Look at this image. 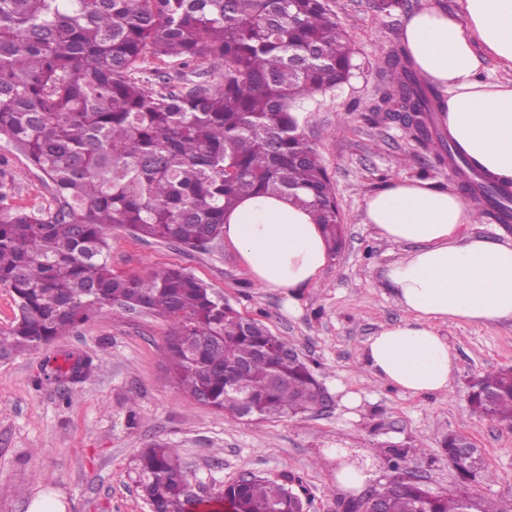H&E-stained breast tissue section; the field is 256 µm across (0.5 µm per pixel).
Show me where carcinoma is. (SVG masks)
Instances as JSON below:
<instances>
[{
	"label": "carcinoma",
	"instance_id": "obj_1",
	"mask_svg": "<svg viewBox=\"0 0 512 512\" xmlns=\"http://www.w3.org/2000/svg\"><path fill=\"white\" fill-rule=\"evenodd\" d=\"M219 72L202 84L157 90L136 73L147 58ZM345 26L324 0H0V138L51 183L55 212H12L0 193V287L19 311L0 332V359L50 344L118 305L170 322L164 350L191 399L262 419L316 409L307 363L278 353L281 339L241 316L177 267L147 276L112 270L109 231L199 249L224 237V215L245 197L286 195L312 211L328 248L342 244L335 188L299 132L294 104L341 83L351 67ZM373 111L400 125L438 161L455 165L476 218L512 230V187L475 171L427 122L436 90L398 51ZM472 410L512 421V368L484 374ZM153 512H196L178 457L156 440L135 457ZM294 479L254 476L224 486L233 512H297ZM387 512H463L464 492L422 483L372 490Z\"/></svg>",
	"mask_w": 512,
	"mask_h": 512
}]
</instances>
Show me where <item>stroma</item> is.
Instances as JSON below:
<instances>
[{
    "mask_svg": "<svg viewBox=\"0 0 512 512\" xmlns=\"http://www.w3.org/2000/svg\"><path fill=\"white\" fill-rule=\"evenodd\" d=\"M355 49L339 87L299 103V129L316 148L336 189L344 245L324 283L303 294L289 314L281 293L256 287L223 241L192 250L146 241L131 229L109 233L114 271L146 275L178 266L202 280L242 315L261 320L310 363L331 397L329 407L281 420L219 413L185 396L163 358L165 318L116 306L34 351L0 361V512H29L45 491L61 495L66 512H152L130 470L141 448L164 440L202 494L246 475L294 476L308 512H344L323 451L344 442L359 458L403 448V464L434 491L463 489L512 512V423L471 414V386L492 368L512 367V321L443 325L453 357L447 392L414 396L375 379L359 362L369 336L405 313L377 274L404 249L378 239L363 222L366 194L400 177L424 178L460 190L451 164L378 119L372 107L389 82L382 59L400 47L406 18L425 6L451 11L460 0H408L388 13L370 0H326ZM0 191L8 207L45 211L54 204L44 175L0 140ZM92 360L95 370L73 392L42 382L46 359ZM362 397L350 407L346 397ZM473 444L476 472L461 471L444 452L446 436Z\"/></svg>",
    "mask_w": 512,
    "mask_h": 512,
    "instance_id": "stroma-1",
    "label": "stroma"
}]
</instances>
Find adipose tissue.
Returning <instances> with one entry per match:
<instances>
[{"label": "adipose tissue", "mask_w": 512, "mask_h": 512, "mask_svg": "<svg viewBox=\"0 0 512 512\" xmlns=\"http://www.w3.org/2000/svg\"><path fill=\"white\" fill-rule=\"evenodd\" d=\"M400 40L421 78L446 94L448 136L460 153L482 174L512 182V79L481 77L489 58L512 70V0H463L459 12L421 8ZM472 217L465 198L423 179L402 177L365 197V223L407 248L379 276L406 316L369 337L360 360L402 392L448 390L453 360L442 324L512 320V243L463 234ZM224 240L256 286L286 294L292 314L331 262L319 224L285 196L241 200L224 217ZM333 455L338 493L359 494L375 479L374 468L347 462L345 449Z\"/></svg>", "instance_id": "obj_1"}]
</instances>
